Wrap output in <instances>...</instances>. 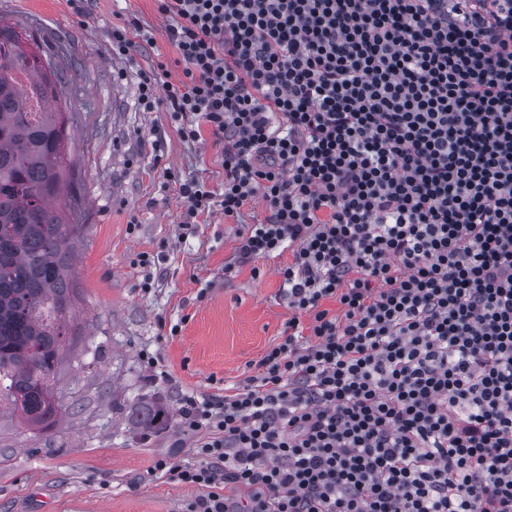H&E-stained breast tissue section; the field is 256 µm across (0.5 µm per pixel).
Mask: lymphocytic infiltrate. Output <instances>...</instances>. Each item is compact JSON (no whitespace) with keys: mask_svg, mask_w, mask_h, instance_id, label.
I'll use <instances>...</instances> for the list:
<instances>
[{"mask_svg":"<svg viewBox=\"0 0 512 512\" xmlns=\"http://www.w3.org/2000/svg\"><path fill=\"white\" fill-rule=\"evenodd\" d=\"M157 0L182 75H142L255 198L237 252L291 250L282 342L182 398L154 472L187 512H512V0ZM335 300L341 315L325 309Z\"/></svg>","mask_w":512,"mask_h":512,"instance_id":"obj_1","label":"lymphocytic infiltrate"}]
</instances>
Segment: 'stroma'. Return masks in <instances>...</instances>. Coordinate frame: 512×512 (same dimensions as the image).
I'll use <instances>...</instances> for the list:
<instances>
[{"instance_id": "stroma-1", "label": "stroma", "mask_w": 512, "mask_h": 512, "mask_svg": "<svg viewBox=\"0 0 512 512\" xmlns=\"http://www.w3.org/2000/svg\"><path fill=\"white\" fill-rule=\"evenodd\" d=\"M0 16L63 45L71 67L52 109L76 120L52 205L66 217L81 204L68 241L75 293L57 372L63 409L33 430L0 406V512H184L198 488L151 472L164 455L191 461L175 445L179 427L142 435L134 408L154 398L176 416L184 394H220L256 374L292 316L278 274L292 254L240 261L243 225L266 215L259 197L242 220L217 209L182 234L186 204L165 172L222 193L224 146L207 132L187 142L166 108L138 106L141 73L161 63L182 74L157 0H85L79 9L72 0H0ZM133 21L157 44L127 60L113 54L110 33ZM141 254L154 258L150 269L137 265Z\"/></svg>"}]
</instances>
